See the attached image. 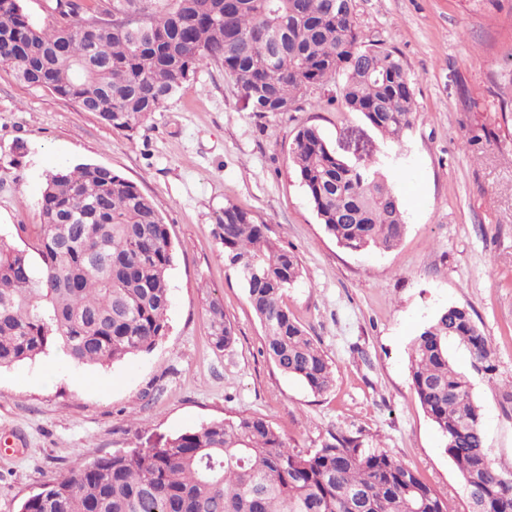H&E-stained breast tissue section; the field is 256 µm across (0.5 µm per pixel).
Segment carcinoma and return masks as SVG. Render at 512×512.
I'll use <instances>...</instances> for the list:
<instances>
[{"label": "carcinoma", "instance_id": "1", "mask_svg": "<svg viewBox=\"0 0 512 512\" xmlns=\"http://www.w3.org/2000/svg\"><path fill=\"white\" fill-rule=\"evenodd\" d=\"M112 0L107 17H84L56 0L63 23L41 28L21 0H0V67L134 130L208 60H219L253 111L290 112L311 88L336 83V96L378 132L400 143L412 128L414 93L405 65L364 40L354 0H167L148 14ZM320 224L351 252L390 250L407 224L388 176L330 149L315 126L291 147ZM35 264L0 238V367L60 347L82 365H108L151 350L168 332L167 224L137 184L112 169L81 164L48 176ZM264 331V350L311 392L332 389L327 355L294 319L283 296L303 274L295 253L267 225L232 204L215 225ZM213 346L235 341L219 300L208 303ZM492 370L487 337L464 306L437 311L413 339L410 375L418 401L446 440L470 512H512V472L486 446L481 408L448 344ZM20 512H454L448 500L383 448L344 435L298 450L264 418L213 420L151 448L116 451L73 467L27 496Z\"/></svg>", "mask_w": 512, "mask_h": 512}]
</instances>
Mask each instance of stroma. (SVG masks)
<instances>
[{"label":"stroma","instance_id":"obj_1","mask_svg":"<svg viewBox=\"0 0 512 512\" xmlns=\"http://www.w3.org/2000/svg\"><path fill=\"white\" fill-rule=\"evenodd\" d=\"M355 21L409 74L415 119L402 143L328 104L331 83L300 110L254 112L216 60L133 131L0 68V238L27 248L17 227L41 223L47 176L96 163L139 186L175 246L169 330L152 350L82 367L53 348L0 369V512H18L77 464L239 415L268 420L304 450L360 437L468 512L409 371L412 339L449 305L471 309L490 342L489 373L474 370L462 346L448 353L470 381L495 464L512 471V0H355ZM310 125L354 165L385 162L407 222L397 247L354 253L325 232L289 157ZM228 203L298 256L303 277L284 302L335 366L329 392L312 393L265 355L214 231ZM214 298L236 336L221 351L206 314Z\"/></svg>","mask_w":512,"mask_h":512}]
</instances>
